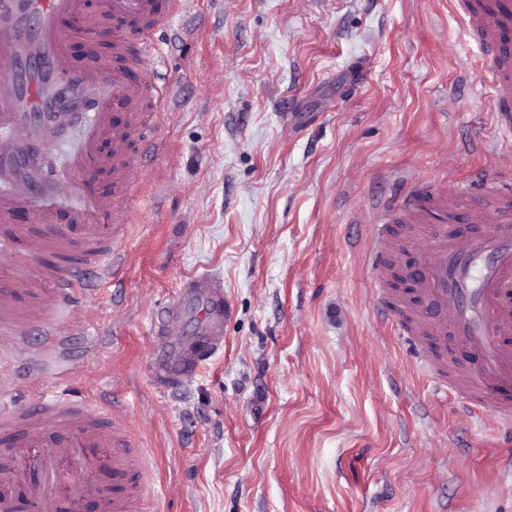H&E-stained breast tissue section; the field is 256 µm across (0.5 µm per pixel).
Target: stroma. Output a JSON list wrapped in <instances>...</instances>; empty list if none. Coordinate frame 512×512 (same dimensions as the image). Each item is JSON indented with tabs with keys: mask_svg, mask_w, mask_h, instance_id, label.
<instances>
[{
	"mask_svg": "<svg viewBox=\"0 0 512 512\" xmlns=\"http://www.w3.org/2000/svg\"><path fill=\"white\" fill-rule=\"evenodd\" d=\"M165 96L124 260L74 287L41 388L115 412L146 449V512H512V425L437 394L389 332L380 203L512 177L456 0H190L155 35ZM224 278V348L180 391L153 324Z\"/></svg>",
	"mask_w": 512,
	"mask_h": 512,
	"instance_id": "35a3bbf8",
	"label": "stroma"
}]
</instances>
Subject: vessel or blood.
<instances>
[{"mask_svg":"<svg viewBox=\"0 0 512 512\" xmlns=\"http://www.w3.org/2000/svg\"><path fill=\"white\" fill-rule=\"evenodd\" d=\"M460 15L491 73L496 129L512 143V0H457ZM172 0H0V361L29 355L26 324L44 342L59 336V313L87 272L107 278L119 254L114 241L131 206L138 175L131 144L146 138L141 103L158 87L161 59L154 31ZM112 24L108 53L93 45ZM139 31L137 57L128 34ZM89 45L83 65L73 41ZM91 108L80 152L61 160L53 187L37 190V154L57 116ZM465 184L433 197L416 189L384 205L369 239L368 259L390 330L408 344L436 391L472 415L512 422V180H488L468 217L456 219ZM24 223H15L16 215ZM411 223L410 242L391 226ZM232 308L224 282L203 272L187 279L154 325L151 379L162 390L183 386L224 346ZM192 320L193 334L183 323ZM110 470L111 483L99 479ZM143 452L110 412L67 394L16 400L0 377V512H82L97 500L104 512H144Z\"/></svg>","mask_w":512,"mask_h":512,"instance_id":"b4317fda","label":"vessel or blood"}]
</instances>
